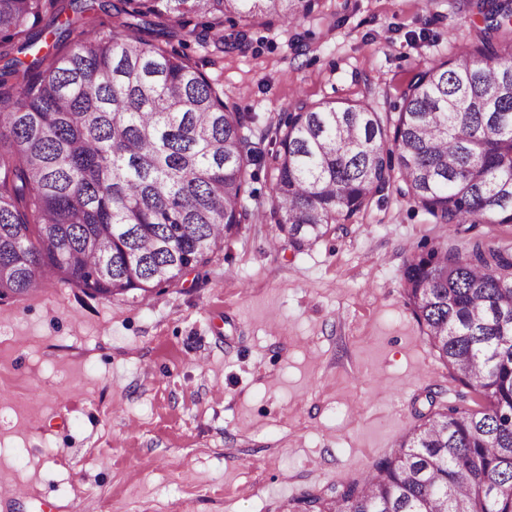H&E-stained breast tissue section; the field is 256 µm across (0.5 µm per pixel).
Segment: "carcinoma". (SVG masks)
<instances>
[{
    "mask_svg": "<svg viewBox=\"0 0 512 512\" xmlns=\"http://www.w3.org/2000/svg\"><path fill=\"white\" fill-rule=\"evenodd\" d=\"M78 2L0 0V300L47 273L145 299L256 219L300 250L397 182L463 236L410 252L402 288L450 378L484 404L429 397L393 453L330 495L340 512H512V245L479 230L512 224V0H467L483 26L412 78L397 118L302 100L256 141L249 113L171 43L219 34L242 49L255 20L297 25L320 0H120L97 31L74 27ZM253 163L273 174L263 213L247 205Z\"/></svg>",
    "mask_w": 512,
    "mask_h": 512,
    "instance_id": "carcinoma-1",
    "label": "carcinoma"
}]
</instances>
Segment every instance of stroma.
Listing matches in <instances>:
<instances>
[{
  "mask_svg": "<svg viewBox=\"0 0 512 512\" xmlns=\"http://www.w3.org/2000/svg\"><path fill=\"white\" fill-rule=\"evenodd\" d=\"M462 0H321L244 51L190 44L259 137L298 100L396 113L420 70L474 36ZM397 192L304 251L253 223L147 299L46 277L0 300V512H280L393 452L453 382L401 270L449 241Z\"/></svg>",
  "mask_w": 512,
  "mask_h": 512,
  "instance_id": "35a3bbf8",
  "label": "stroma"
}]
</instances>
